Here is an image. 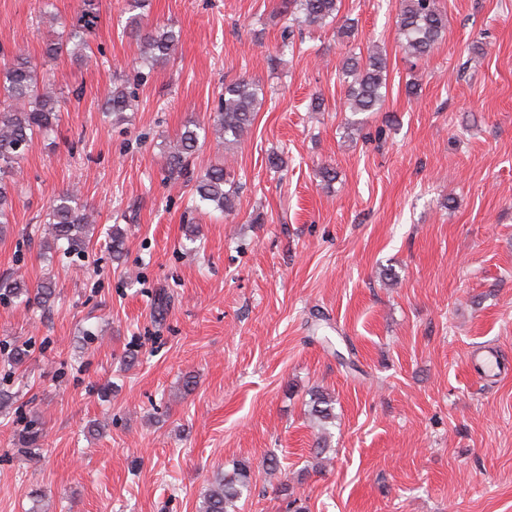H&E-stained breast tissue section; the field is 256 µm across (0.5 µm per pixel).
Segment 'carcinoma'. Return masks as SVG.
<instances>
[{
    "label": "carcinoma",
    "instance_id": "carcinoma-1",
    "mask_svg": "<svg viewBox=\"0 0 512 512\" xmlns=\"http://www.w3.org/2000/svg\"><path fill=\"white\" fill-rule=\"evenodd\" d=\"M130 34L140 46V65L152 69L167 63L176 53L179 34L167 26H150L145 22L146 0H126ZM341 0H282L283 13L307 27L321 29L334 22ZM100 24L98 0H82L64 34L46 43L44 55H65L76 63L90 62L91 45ZM398 24L402 35L401 49L412 59L431 54L443 40L447 20L437 0H399ZM342 75L348 79V109L353 114L378 112L385 103L387 57L373 49L368 57L344 58ZM262 90L253 82L239 80L224 87L218 104L210 115L217 147L224 149L238 143L254 124L262 104ZM135 90L122 84L114 87L106 100L105 111L121 120L123 113L137 106ZM59 100L40 90L38 65L30 54L18 50L0 69V224L11 223L12 189L19 160L36 136L49 138L58 132ZM206 126L187 122L164 152L165 179L192 185L195 196L222 213L235 207L237 184L224 165L211 167L197 176L189 159L200 147ZM79 190L72 186L60 192L50 203L46 222L40 231L39 247L61 250L68 256H81L90 244L88 234L96 223L93 211L78 204ZM112 255L124 256V231L113 226L110 233ZM56 284L46 278L31 287L20 278H0V299H18L46 307L55 295ZM310 420L321 430L335 421L333 400L322 392L312 394L307 404ZM251 467L238 461L230 472L218 473L201 501L199 512H236L237 502L251 484Z\"/></svg>",
    "mask_w": 512,
    "mask_h": 512
}]
</instances>
